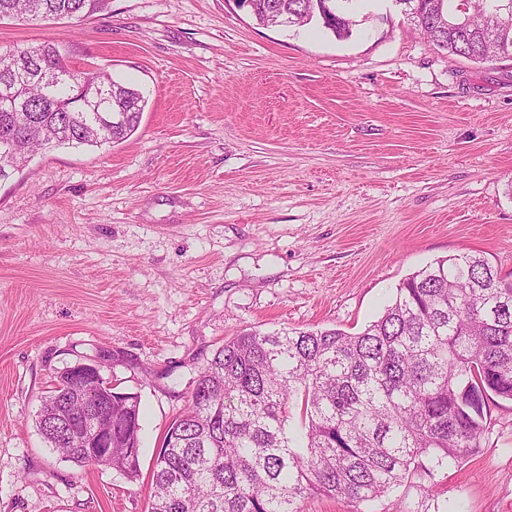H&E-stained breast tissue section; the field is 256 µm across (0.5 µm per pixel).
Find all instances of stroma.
Masks as SVG:
<instances>
[{
  "label": "stroma",
  "instance_id": "obj_1",
  "mask_svg": "<svg viewBox=\"0 0 512 512\" xmlns=\"http://www.w3.org/2000/svg\"><path fill=\"white\" fill-rule=\"evenodd\" d=\"M353 33L258 25L236 0H112L78 23L0 22V52L70 44L148 100L113 147L46 150L0 181V512H148L191 382L244 331L361 332L435 260L512 273V60L436 48L394 0ZM116 351L141 396V476L80 468L35 419L56 371ZM512 512V403L477 454L354 507Z\"/></svg>",
  "mask_w": 512,
  "mask_h": 512
}]
</instances>
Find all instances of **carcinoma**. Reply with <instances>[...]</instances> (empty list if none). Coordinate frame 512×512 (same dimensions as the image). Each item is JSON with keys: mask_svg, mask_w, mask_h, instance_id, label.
<instances>
[{"mask_svg": "<svg viewBox=\"0 0 512 512\" xmlns=\"http://www.w3.org/2000/svg\"><path fill=\"white\" fill-rule=\"evenodd\" d=\"M261 25L277 10L295 25L323 21L320 0H247ZM359 0H329L341 15L330 28L352 34ZM110 0H0V21L90 17ZM457 0H401L404 14L437 47L471 60L512 55V28L497 30L498 0H468L470 25L448 27ZM54 42L0 53V88L22 65L70 62ZM125 120L106 125L93 111L95 88ZM27 107L0 96V180L39 150L102 148L128 139L147 101L105 71L73 73L47 97L44 83L20 85ZM512 402V280L480 253L436 260L406 278L383 314L363 331H249L224 342L193 381L184 410L155 455L149 512H300L311 495L356 505L408 482L428 460L437 466L476 454L490 406ZM48 393L36 423L53 452L80 468L103 463L69 446ZM140 395L112 404V469L141 474Z\"/></svg>", "mask_w": 512, "mask_h": 512, "instance_id": "cac0c4a2", "label": "carcinoma"}]
</instances>
